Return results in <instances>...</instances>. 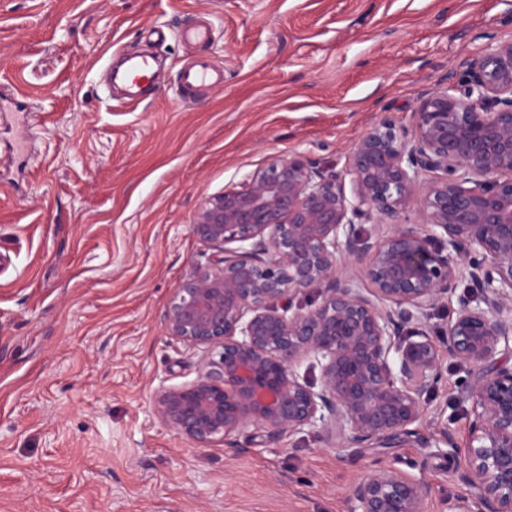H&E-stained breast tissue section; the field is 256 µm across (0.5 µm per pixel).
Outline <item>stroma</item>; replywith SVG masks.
Returning <instances> with one entry per match:
<instances>
[{"instance_id":"obj_1","label":"stroma","mask_w":512,"mask_h":512,"mask_svg":"<svg viewBox=\"0 0 512 512\" xmlns=\"http://www.w3.org/2000/svg\"><path fill=\"white\" fill-rule=\"evenodd\" d=\"M200 21L208 41H188ZM491 35L512 38L504 0H0V512H346L382 464L454 512L470 407L454 359L395 448H331L312 428L200 448L152 397L211 355L164 319L218 253L190 231L199 203L278 155L345 171L370 127L409 129L418 93ZM143 52L152 91L108 87ZM200 57L223 82L185 93ZM436 427L452 445H423Z\"/></svg>"}]
</instances>
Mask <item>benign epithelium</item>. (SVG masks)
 <instances>
[{
  "label": "benign epithelium",
  "instance_id": "obj_1",
  "mask_svg": "<svg viewBox=\"0 0 512 512\" xmlns=\"http://www.w3.org/2000/svg\"><path fill=\"white\" fill-rule=\"evenodd\" d=\"M463 66L418 95L411 131L384 119L353 145L351 191L333 169L277 156L198 206L190 230L223 256L174 291L166 321L215 354L196 380L155 391L161 424L201 448L237 447L249 427L395 448L448 355L479 371L461 379L472 492L455 512H512V40L489 37ZM412 204L420 224L403 222ZM465 278L476 291L458 292ZM307 292L319 301L292 310ZM453 299L448 322L429 324ZM311 357L318 386L296 371ZM428 496L382 465L352 485L347 512H426Z\"/></svg>",
  "mask_w": 512,
  "mask_h": 512
}]
</instances>
